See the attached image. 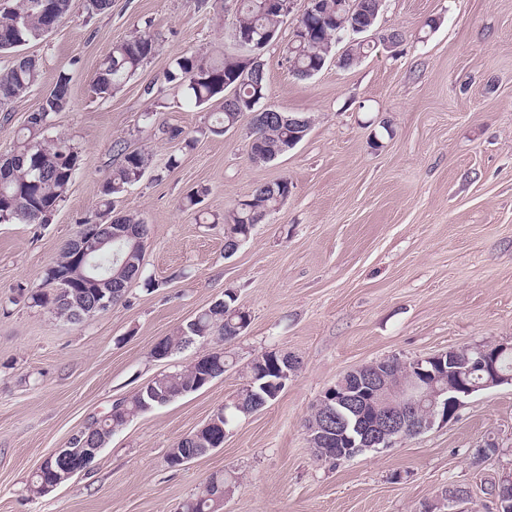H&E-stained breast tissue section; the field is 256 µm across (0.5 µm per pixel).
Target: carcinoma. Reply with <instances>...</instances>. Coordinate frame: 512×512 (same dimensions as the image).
I'll list each match as a JSON object with an SVG mask.
<instances>
[{
    "instance_id": "cac0c4a2",
    "label": "carcinoma",
    "mask_w": 512,
    "mask_h": 512,
    "mask_svg": "<svg viewBox=\"0 0 512 512\" xmlns=\"http://www.w3.org/2000/svg\"><path fill=\"white\" fill-rule=\"evenodd\" d=\"M236 2L238 20L235 30L257 46L256 53H263L279 35L285 14L277 11L273 5L265 6L264 0ZM309 7L310 11L298 23V27L304 30L303 39H291L283 48L292 73L300 80L315 76L329 62L328 45L336 43L337 19L345 10L351 9L366 19L375 12L381 13L383 4L382 0H368L365 5L361 4V0H315ZM70 10L71 0H12L11 9L0 11V35H11L23 45L38 41L43 38L47 13H52L59 22L69 15ZM157 51L158 43L147 30L114 45L94 77L98 94L105 97L112 95ZM239 67L237 56L228 50L208 57L186 54L174 61L166 73V81L183 90L187 99L198 107L212 103L232 87L239 86L237 103L217 113L215 124L208 127L210 133L220 135L224 133V127L238 124L252 112V104L258 93H268L264 74H258L254 84L241 83ZM41 76L42 62L31 56L17 55L7 65L0 67V112L8 111L15 100L30 92ZM69 82L67 75H59L55 83V97L43 102L37 111L27 116L26 125L17 136L13 148L0 154V159L8 165V173L0 171V224H46L49 215L66 198L78 170V152L67 139L48 137L46 132L53 125L54 116L69 105ZM310 128L309 121L303 127H290L278 118L268 119L254 133L250 159L254 161L261 156L267 162L275 160V150L283 146H297ZM113 151L121 155V163L112 170L102 186L104 210L98 213L100 217L111 214L112 200L140 182L151 162L148 153L131 150L121 141L113 144ZM289 191L290 182L286 179L258 185L248 199L224 216L225 247H235L237 241L245 238L247 225L261 224L278 210ZM117 249L118 245L114 243L97 256L99 271L124 281L135 269L130 266L118 270V264L114 263V251ZM56 271L69 276L68 290L57 288ZM20 296L30 300V304L45 307L56 317L69 321L70 309L65 306L64 299L69 297L90 304L97 299V289L84 285L76 252L67 242L61 247L55 263L46 270L43 288L22 292ZM248 325L244 314L227 317L222 306L208 308L200 312L194 326L178 327L174 334L165 337V341L174 351L184 347L188 339L200 336H220L228 341L240 336V329ZM224 365V348L217 346L205 353L202 364L154 378V388L162 397L175 400L189 390H200L198 383L202 374L224 375ZM147 402L153 408L158 407V403L136 393L112 404L101 419L94 421L76 439L75 446L89 447L111 439L112 434L132 418L148 412L150 406H145ZM206 446L204 441L184 437L170 449L168 458L189 454L200 456V449ZM49 482L50 471L42 467L32 474L27 490L33 496H40L44 485ZM217 486H224V475H211L195 495L182 503L180 512H211L214 504L211 495Z\"/></svg>"
}]
</instances>
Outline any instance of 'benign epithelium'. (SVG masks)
Returning a JSON list of instances; mask_svg holds the SVG:
<instances>
[{
    "mask_svg": "<svg viewBox=\"0 0 512 512\" xmlns=\"http://www.w3.org/2000/svg\"><path fill=\"white\" fill-rule=\"evenodd\" d=\"M338 27L343 29V36L349 38L342 54V59L346 60L351 47L361 42L357 35L370 31L372 25L354 22L352 13L348 12L341 15ZM127 239L133 240L131 248L145 249L146 239L142 237L141 228L125 224L97 222L83 227L76 236L84 278L101 288L93 303L98 311L110 308L117 295L116 289L126 287V283L99 278L95 272L96 257L103 247ZM467 350L463 362L457 360L455 349L406 361L411 374L399 385L393 384L389 375L393 365L390 358L349 371L320 398L327 413L336 417V424L316 426L307 434L326 445L343 440L345 447L336 449V456L349 460L367 450L390 448L411 433L417 435L437 424L448 423L457 417L465 400L478 391L512 385V375L501 368V360L512 354V343L469 346ZM215 430L221 431V437L212 439L211 444L220 448L226 432L216 419H209L196 434L208 436ZM98 452L97 448H85L81 459L69 464L70 449H56L48 456V460L61 463L53 487L90 469ZM495 497L498 512H512V476L501 481V487L495 489Z\"/></svg>",
    "mask_w": 512,
    "mask_h": 512,
    "instance_id": "7a95c632",
    "label": "benign epithelium"
}]
</instances>
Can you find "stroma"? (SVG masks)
I'll list each match as a JSON object with an SVG mask.
<instances>
[{"label": "stroma", "instance_id": "35a3bbf8", "mask_svg": "<svg viewBox=\"0 0 512 512\" xmlns=\"http://www.w3.org/2000/svg\"><path fill=\"white\" fill-rule=\"evenodd\" d=\"M306 6L296 0L264 60L269 103L310 115L312 127L262 164L248 157L247 125L210 134L218 104L194 106L165 81L177 57L223 49L232 0H112L91 16L72 0L53 32L22 46L43 74L0 119V152L64 73L70 105L49 133L71 141L80 165L49 223L0 224V512H178L217 472L220 512H423L453 489L468 493L463 512H496L494 488L512 473L510 384L472 395L446 425L336 466L316 459L305 422L355 367L512 341V0H385L376 27L399 29L398 47L376 46L348 69L329 62L303 81L283 44ZM144 29L159 52L100 98L101 61ZM117 140L151 156L115 202L148 227L143 273L122 302L74 324L18 289L37 287L94 215L120 162ZM280 178L292 184L288 200L225 256L224 214ZM199 189L201 203L184 207ZM228 290L250 324L225 343L223 376L134 418L89 471L29 495L52 451L203 354L197 343L164 360L151 349ZM268 351L299 362L277 399L236 418L223 447L171 466L169 449L236 398ZM489 442L496 454L477 459Z\"/></svg>", "mask_w": 512, "mask_h": 512}]
</instances>
